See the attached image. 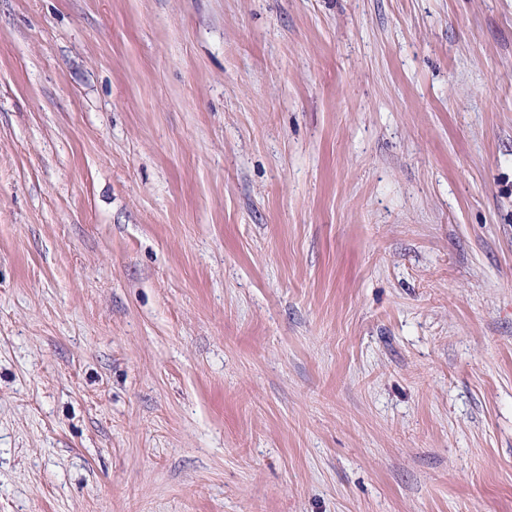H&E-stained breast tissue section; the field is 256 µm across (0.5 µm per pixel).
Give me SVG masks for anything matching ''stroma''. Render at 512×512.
Wrapping results in <instances>:
<instances>
[{"label": "stroma", "mask_w": 512, "mask_h": 512, "mask_svg": "<svg viewBox=\"0 0 512 512\" xmlns=\"http://www.w3.org/2000/svg\"><path fill=\"white\" fill-rule=\"evenodd\" d=\"M0 512H512V0H0Z\"/></svg>", "instance_id": "35a3bbf8"}]
</instances>
